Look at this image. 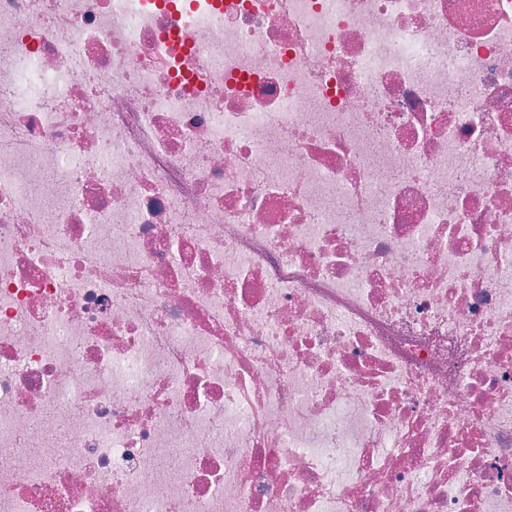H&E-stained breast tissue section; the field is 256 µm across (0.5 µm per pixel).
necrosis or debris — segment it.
<instances>
[{"label": "necrosis or debris", "mask_w": 512, "mask_h": 512, "mask_svg": "<svg viewBox=\"0 0 512 512\" xmlns=\"http://www.w3.org/2000/svg\"><path fill=\"white\" fill-rule=\"evenodd\" d=\"M0 512H512V0H0Z\"/></svg>", "instance_id": "1"}]
</instances>
